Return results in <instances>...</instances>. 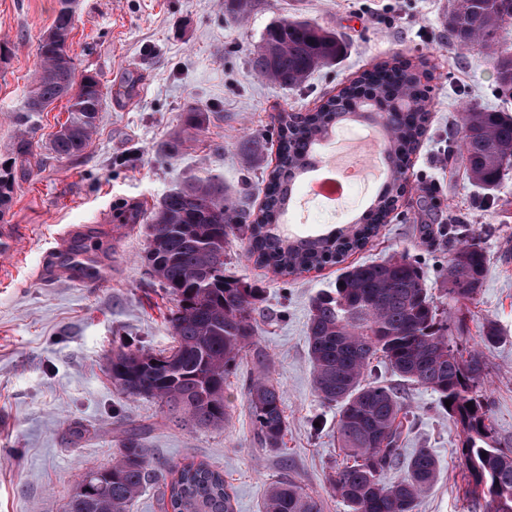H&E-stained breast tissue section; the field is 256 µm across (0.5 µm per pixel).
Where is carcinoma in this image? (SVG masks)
<instances>
[{
  "instance_id": "1",
  "label": "carcinoma",
  "mask_w": 512,
  "mask_h": 512,
  "mask_svg": "<svg viewBox=\"0 0 512 512\" xmlns=\"http://www.w3.org/2000/svg\"><path fill=\"white\" fill-rule=\"evenodd\" d=\"M253 0H224L237 19L250 14ZM512 21V0H451L448 33L465 47L481 49L493 61L501 91L512 94V52L497 38ZM73 0H60L40 39L38 69L17 115V153L31 147L34 116L66 100L68 118L53 135L51 149L69 159L88 147L107 94L96 76L78 71L71 55L75 29ZM344 46L336 33L313 20L285 17L265 29L250 52L251 71L291 89L334 62ZM429 95L407 62H383L363 72L338 95L325 100L301 128L279 115L277 164L269 175L264 202L252 220L224 179L198 176L169 190L149 223L144 260L176 301L171 312L172 346L153 352L121 345L112 349V384L132 397L159 403L168 419L200 429H222L228 417L224 382L244 355L259 364L265 354L255 341L253 313L260 289L226 272L225 246L232 237L246 242L254 262L275 274L320 269L364 248L378 225L362 218L329 235L292 237L281 231L296 179L313 167L314 148L330 129L346 121H371L385 132L390 179L372 210L388 216L403 193L402 168L425 134ZM458 168L472 185L492 191L512 170V114L468 102L461 108ZM13 192L11 170H0V208ZM485 249L475 239L458 241L444 278L446 296L458 305L455 328L426 287L423 273L406 253L381 262L355 265L335 286L312 298L308 308V355L318 397L338 410L336 433L344 452L329 475V488L349 512H416L434 486L438 462L418 449L403 475L387 478L400 461L403 407L394 388L371 381L373 362L387 363L402 380L431 390L464 433L461 448L469 494L485 502V512H512V450L492 445L489 409L483 394L480 353L458 347L453 333L464 332L470 305L484 285ZM248 410L263 447H283L288 418L280 386L266 375L250 379ZM119 453L108 466L89 470L80 483L88 490L70 495L65 512H130L144 486L155 478L150 455L136 429L124 431ZM224 474L204 462L171 469L160 497L161 512H234ZM263 512H321L320 502L294 481L272 484Z\"/></svg>"
}]
</instances>
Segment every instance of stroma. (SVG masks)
Listing matches in <instances>:
<instances>
[{
    "mask_svg": "<svg viewBox=\"0 0 512 512\" xmlns=\"http://www.w3.org/2000/svg\"><path fill=\"white\" fill-rule=\"evenodd\" d=\"M58 0H0V165L13 164L15 188L0 215V512H64L79 474L111 464L127 429L149 430L143 443L166 465L205 462L221 470L236 512H260L274 482L291 479L318 499L322 512H348L328 478L343 453L337 409L313 387L307 318L312 296L334 288L350 267L399 253L420 264L436 302L458 240L478 237L489 258L485 285L461 338L483 349L480 330L495 323L500 343L483 349L482 376L494 442L512 449V173L487 193L451 173L459 153L458 107L469 101L512 113V97L497 84L480 51L452 46L448 0H254L245 21L224 0H78L71 53L79 69L97 75L107 93L97 132L80 155L60 159L50 142L67 112L43 113L28 155L18 156L16 115L37 67L39 39ZM284 17L318 21L345 49L336 63L284 90L254 77L247 57L262 32ZM409 62L430 95L431 121L407 172V187L365 249L335 265L277 276L249 260L240 240L226 248L227 268L261 290L254 317L264 367L283 390L286 445L261 447L251 426L247 386L258 370L243 357L224 388L228 419L203 430L167 419L150 399L116 388L107 371L114 347L153 351L172 344L174 302L143 256L147 219L177 182L208 173L223 177L243 207L258 210L263 181L275 165L277 116L305 113L373 64ZM206 120L180 141L187 106ZM181 146L164 155L173 141ZM264 144L245 157L242 143ZM371 186L342 202H310L288 214L290 234L306 236L348 224L361 213ZM69 224H93L91 253L78 282L52 284L35 276L46 251ZM105 288L82 282L104 273ZM377 381L393 386L408 420L401 457L427 448L439 461L434 487L417 512H484L467 493L461 427L430 391L378 364Z\"/></svg>",
    "mask_w": 512,
    "mask_h": 512,
    "instance_id": "obj_1",
    "label": "stroma"
}]
</instances>
